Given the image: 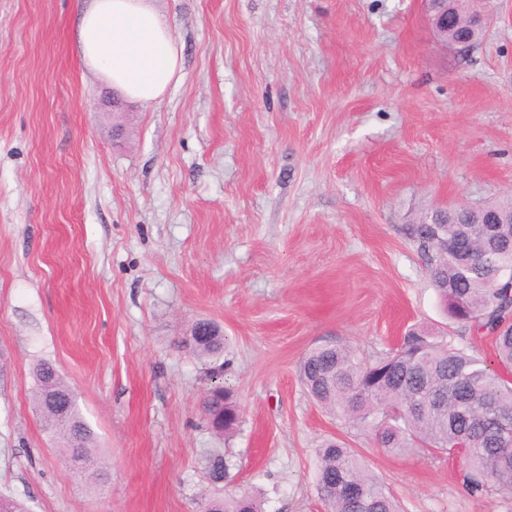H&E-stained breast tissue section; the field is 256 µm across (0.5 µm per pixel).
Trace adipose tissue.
Instances as JSON below:
<instances>
[{
	"label": "adipose tissue",
	"mask_w": 512,
	"mask_h": 512,
	"mask_svg": "<svg viewBox=\"0 0 512 512\" xmlns=\"http://www.w3.org/2000/svg\"><path fill=\"white\" fill-rule=\"evenodd\" d=\"M76 44L86 68L144 104L160 100L179 78L180 50L154 0H89Z\"/></svg>",
	"instance_id": "ef3b65f1"
}]
</instances>
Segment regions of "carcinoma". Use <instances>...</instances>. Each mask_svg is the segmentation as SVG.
I'll return each instance as SVG.
<instances>
[{
	"mask_svg": "<svg viewBox=\"0 0 512 512\" xmlns=\"http://www.w3.org/2000/svg\"><path fill=\"white\" fill-rule=\"evenodd\" d=\"M448 40H479L466 20L448 24ZM464 209L448 215L446 224H411L408 235L427 261L432 284L450 319L463 334L430 332L414 327L399 345L373 360L352 349L326 343L309 350L299 364L308 395L326 411L375 439L386 452L403 455L415 448L460 458L462 483L468 495L512 497V283L500 273L512 267V224H463ZM469 243L456 255L449 246ZM209 334L188 339L193 352L217 359L224 352V334L201 320L192 329ZM492 339L496 365L469 351L465 334ZM33 402L46 429L62 443V452L83 474L101 475L92 448L93 434L76 397L61 418L50 405L54 392L70 387L50 364L35 372ZM210 425L218 432L234 430L239 414L234 394L211 387L202 401ZM316 484L325 512H400L393 494L346 442L324 441L317 451ZM200 512H264L250 492L208 498Z\"/></svg>",
	"mask_w": 512,
	"mask_h": 512,
	"instance_id": "cac0c4a2",
	"label": "carcinoma"
}]
</instances>
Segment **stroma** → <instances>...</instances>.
I'll return each instance as SVG.
<instances>
[{
    "instance_id": "stroma-1",
    "label": "stroma",
    "mask_w": 512,
    "mask_h": 512,
    "mask_svg": "<svg viewBox=\"0 0 512 512\" xmlns=\"http://www.w3.org/2000/svg\"><path fill=\"white\" fill-rule=\"evenodd\" d=\"M83 6L0 0V494L27 512H197L251 489L265 512H324L317 450L335 437L404 512H512L472 499L454 459L347 429L298 377L326 342L371 359L414 325L456 333L406 229L512 194V0H483L466 53L420 0H157L182 70L151 106L85 68ZM200 319L229 340L226 436L201 408L212 365L185 344ZM43 362L104 482L44 431Z\"/></svg>"
}]
</instances>
